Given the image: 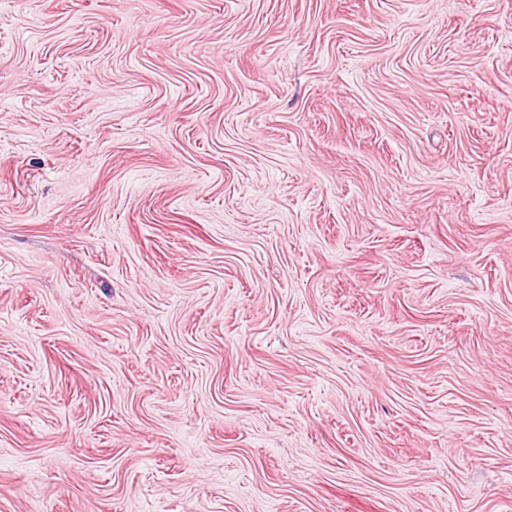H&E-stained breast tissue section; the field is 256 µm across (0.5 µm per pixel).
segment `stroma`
<instances>
[{"label":"stroma","mask_w":512,"mask_h":512,"mask_svg":"<svg viewBox=\"0 0 512 512\" xmlns=\"http://www.w3.org/2000/svg\"><path fill=\"white\" fill-rule=\"evenodd\" d=\"M0 512H512V0H0Z\"/></svg>","instance_id":"stroma-1"}]
</instances>
